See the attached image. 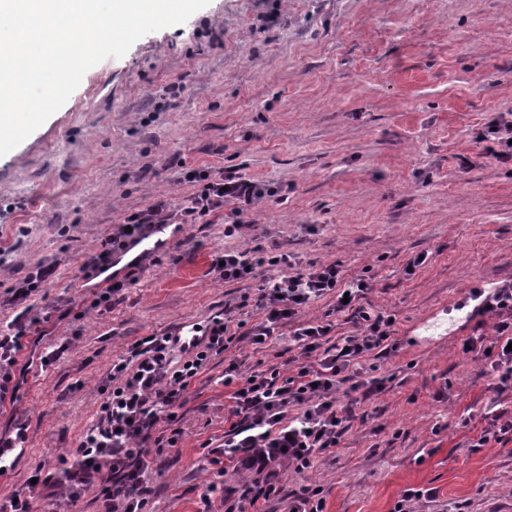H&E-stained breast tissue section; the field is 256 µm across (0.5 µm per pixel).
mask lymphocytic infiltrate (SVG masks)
I'll use <instances>...</instances> for the list:
<instances>
[{
  "label": "lymphocytic infiltrate",
  "mask_w": 512,
  "mask_h": 512,
  "mask_svg": "<svg viewBox=\"0 0 512 512\" xmlns=\"http://www.w3.org/2000/svg\"><path fill=\"white\" fill-rule=\"evenodd\" d=\"M194 179L201 182V189L186 197L178 210L159 201L129 214L99 251L82 257L79 270L84 278L109 270L114 253L145 237L157 224L174 219L201 224L227 207L231 213L225 236L243 229L241 216L261 197L259 185L233 174L215 176L206 168L195 172ZM267 262L283 273L264 279L259 287L256 306L265 318L251 331L253 343H265L282 322L329 295L337 299V312H351L356 332L334 342L332 324H300L293 340L301 361L295 374L285 379L274 368L245 376L236 361H229L224 369V383L232 388L229 427L215 451L223 455L226 466L252 474L255 480L227 490L231 503L225 512H267L269 501L280 493L282 468L304 471L318 454L338 447L356 406L384 388L383 380L363 377V360L380 357L396 344L389 316L360 303L368 288L366 279L347 281L337 265H304L288 254H270ZM57 268L54 262L37 263L11 288L13 301L23 308L0 324V406L14 398L17 374L28 371L20 363L26 338L42 333V320L29 300L42 284L54 280ZM482 303L479 314L494 318L495 335L470 336L465 343L470 351L485 354L500 393L512 387V282L490 288ZM240 328L226 312L214 316L204 333L187 345H180L178 336L155 333L136 341L113 362L108 374L111 389L96 420L77 448L61 459L56 479L61 497L74 501L94 487L104 512H142L149 492L144 474L154 430L159 423L174 420L191 382L206 371L212 356L224 353Z\"/></svg>",
  "instance_id": "f902f5d3"
}]
</instances>
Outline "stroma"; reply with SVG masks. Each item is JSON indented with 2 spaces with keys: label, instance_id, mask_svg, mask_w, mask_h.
<instances>
[{
  "label": "stroma",
  "instance_id": "obj_1",
  "mask_svg": "<svg viewBox=\"0 0 512 512\" xmlns=\"http://www.w3.org/2000/svg\"><path fill=\"white\" fill-rule=\"evenodd\" d=\"M510 110L512 0H211L89 69L0 157V319L18 311L15 280L57 262L31 302L46 319L40 350L65 346L0 410V431L26 428L0 497L58 470L134 342L227 307L259 322L250 300L273 268L227 281L212 262L276 242L302 263L338 264L345 279L369 275L362 303L393 317L397 349L364 363L385 389L356 409L338 448L283 473L270 512H286L303 486L321 488L325 512H394L410 490V512H512V441L475 445L494 379L461 350L476 320L459 306L474 283L512 281V161L474 144ZM201 167L271 195L231 237L219 218L175 225L169 247L126 270L120 304L91 308L96 283L83 280L81 256L132 211L160 199L179 208ZM419 252L426 263L406 272ZM335 306L327 296L266 343L245 338L213 357L185 393L177 446L152 458L143 512H221L225 487L241 480L206 447L230 408L225 360L246 375H291L298 322L352 331Z\"/></svg>",
  "mask_w": 512,
  "mask_h": 512
}]
</instances>
